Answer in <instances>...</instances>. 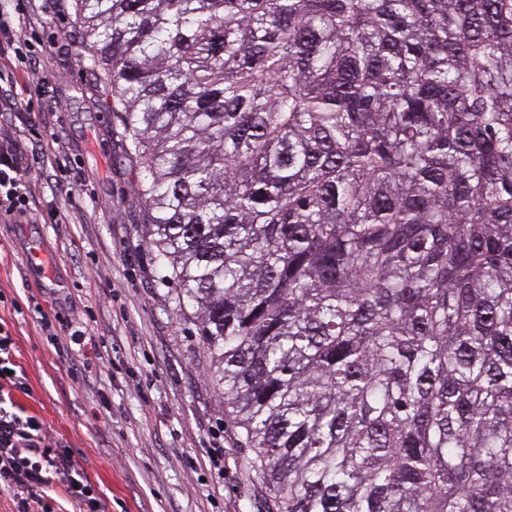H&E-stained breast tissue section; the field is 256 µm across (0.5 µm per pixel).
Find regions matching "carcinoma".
Returning a JSON list of instances; mask_svg holds the SVG:
<instances>
[{
  "mask_svg": "<svg viewBox=\"0 0 512 512\" xmlns=\"http://www.w3.org/2000/svg\"><path fill=\"white\" fill-rule=\"evenodd\" d=\"M268 512H512V0H76Z\"/></svg>",
  "mask_w": 512,
  "mask_h": 512,
  "instance_id": "cac0c4a2",
  "label": "carcinoma"
}]
</instances>
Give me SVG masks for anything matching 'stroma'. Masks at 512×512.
<instances>
[{"mask_svg": "<svg viewBox=\"0 0 512 512\" xmlns=\"http://www.w3.org/2000/svg\"><path fill=\"white\" fill-rule=\"evenodd\" d=\"M10 8L40 66L30 87L15 70L27 107L13 131L37 211L25 224L0 223V320L28 384L18 402L68 445L112 512H267L193 310L180 307L179 285L149 244L121 119L73 36L74 0ZM49 301L58 333L84 331L83 346L47 341L37 310ZM219 444L220 474L208 465Z\"/></svg>", "mask_w": 512, "mask_h": 512, "instance_id": "obj_1", "label": "stroma"}]
</instances>
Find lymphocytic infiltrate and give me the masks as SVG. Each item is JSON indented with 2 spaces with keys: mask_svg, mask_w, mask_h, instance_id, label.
<instances>
[{
  "mask_svg": "<svg viewBox=\"0 0 512 512\" xmlns=\"http://www.w3.org/2000/svg\"><path fill=\"white\" fill-rule=\"evenodd\" d=\"M21 49V34L0 0V112L20 113L24 102L6 62ZM28 172L14 141L0 146V222L14 224L31 216ZM27 388L16 361V340L0 324V493L9 492L15 512H55L56 495L77 502L83 512H108V505L74 466L68 447L54 440L42 420L15 400Z\"/></svg>",
  "mask_w": 512,
  "mask_h": 512,
  "instance_id": "lymphocytic-infiltrate-1",
  "label": "lymphocytic infiltrate"
}]
</instances>
